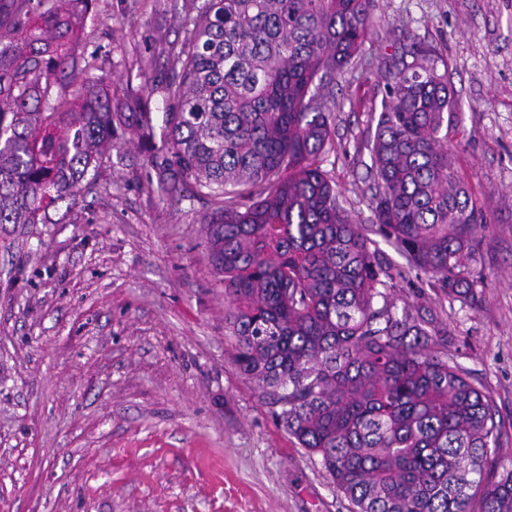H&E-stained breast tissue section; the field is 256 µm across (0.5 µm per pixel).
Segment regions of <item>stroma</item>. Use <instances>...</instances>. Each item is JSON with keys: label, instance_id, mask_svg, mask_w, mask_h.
Here are the masks:
<instances>
[{"label": "stroma", "instance_id": "stroma-1", "mask_svg": "<svg viewBox=\"0 0 512 512\" xmlns=\"http://www.w3.org/2000/svg\"><path fill=\"white\" fill-rule=\"evenodd\" d=\"M184 13V0H96L84 21L81 48L98 54L88 80L116 112L145 86L158 135L157 78ZM405 33L445 65L448 153L487 215L471 305L372 231L378 72ZM321 105L334 127L322 167L390 269L388 302L440 330L439 350L494 403L499 461L512 464V0H375L362 51ZM163 182L139 133L121 129L74 206L0 224V512H349L232 361L211 202Z\"/></svg>", "mask_w": 512, "mask_h": 512}]
</instances>
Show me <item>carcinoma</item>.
I'll use <instances>...</instances> for the list:
<instances>
[{
    "mask_svg": "<svg viewBox=\"0 0 512 512\" xmlns=\"http://www.w3.org/2000/svg\"><path fill=\"white\" fill-rule=\"evenodd\" d=\"M94 0H0V224H42L76 203L115 124L152 127L82 78L76 10ZM374 0H191L161 78L166 134L150 164L214 201L208 244L222 274L232 361L321 456L350 512H512L492 402L433 332L384 296L387 274L322 169L331 113L317 105L361 51ZM414 40L384 62L372 144L377 232L430 286L472 304L485 211L448 161L453 91ZM74 87L61 106L57 83Z\"/></svg>",
    "mask_w": 512,
    "mask_h": 512,
    "instance_id": "1",
    "label": "carcinoma"
}]
</instances>
